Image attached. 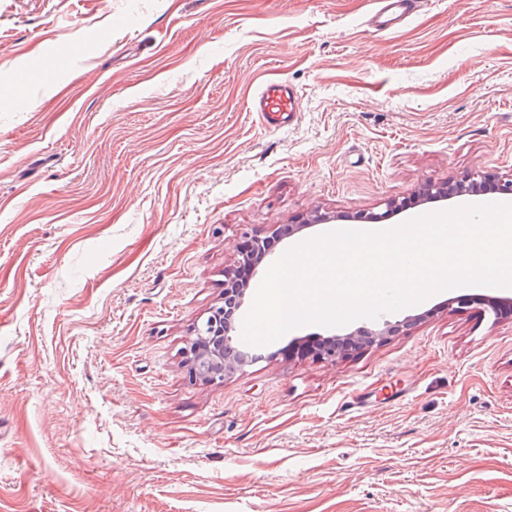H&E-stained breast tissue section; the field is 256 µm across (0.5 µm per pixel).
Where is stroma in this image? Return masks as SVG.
Segmentation results:
<instances>
[{
    "label": "stroma",
    "mask_w": 512,
    "mask_h": 512,
    "mask_svg": "<svg viewBox=\"0 0 512 512\" xmlns=\"http://www.w3.org/2000/svg\"><path fill=\"white\" fill-rule=\"evenodd\" d=\"M0 0V512H512V317L192 377L245 237L512 174V0ZM287 81L300 111L251 102ZM381 214L375 225L362 215ZM380 7L369 18L378 29H392L399 22L415 14L420 0H382ZM298 96L288 83L263 86L254 98L253 111L260 120L274 128L288 127L299 109Z\"/></svg>",
    "instance_id": "35a3bbf8"
}]
</instances>
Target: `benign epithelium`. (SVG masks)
<instances>
[{
    "mask_svg": "<svg viewBox=\"0 0 512 512\" xmlns=\"http://www.w3.org/2000/svg\"><path fill=\"white\" fill-rule=\"evenodd\" d=\"M480 184L475 180H460L455 183L431 185L418 194L426 202L447 200L456 196L475 195ZM331 216L318 212L305 224H280L276 231L284 239H291L318 224L328 223ZM271 250L264 249L263 238L254 237L238 254V264L253 272L269 256ZM250 283L234 279V273L224 274V305L213 308L209 315L194 327V375L204 381L223 379L251 362L249 355L238 348L235 336L239 313L244 305ZM398 323L385 321L371 328L360 327L343 336H329L323 355L336 358L342 349L352 343L373 345L392 335Z\"/></svg>",
    "mask_w": 512,
    "mask_h": 512,
    "instance_id": "7a95c632",
    "label": "benign epithelium"
}]
</instances>
